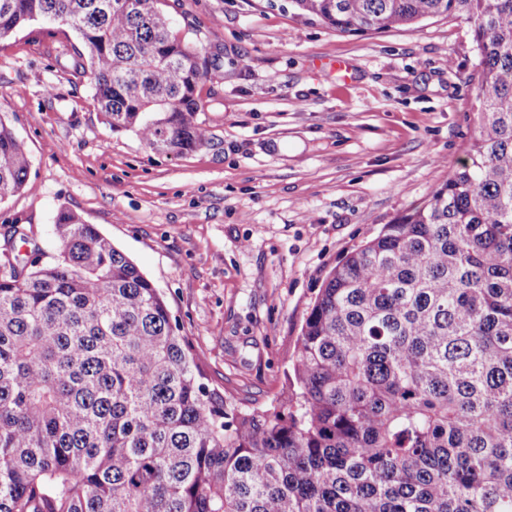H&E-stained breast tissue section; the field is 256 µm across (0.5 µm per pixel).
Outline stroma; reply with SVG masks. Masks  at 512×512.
<instances>
[{
    "instance_id": "stroma-1",
    "label": "stroma",
    "mask_w": 512,
    "mask_h": 512,
    "mask_svg": "<svg viewBox=\"0 0 512 512\" xmlns=\"http://www.w3.org/2000/svg\"><path fill=\"white\" fill-rule=\"evenodd\" d=\"M176 30L218 55L200 86L208 145L156 154L112 130L48 37L0 42V120L30 157L0 204L58 248L60 208L112 240L159 288L211 385L277 402L301 324L351 251L428 199L474 135L467 23L342 34L288 0H167ZM349 62V73L333 69Z\"/></svg>"
}]
</instances>
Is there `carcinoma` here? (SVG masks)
<instances>
[{
	"mask_svg": "<svg viewBox=\"0 0 512 512\" xmlns=\"http://www.w3.org/2000/svg\"><path fill=\"white\" fill-rule=\"evenodd\" d=\"M289 7L345 34L469 23L465 157L335 267L266 409L209 386L164 295L76 212L52 260L1 252L0 512H512V0ZM32 22L75 35L59 53L112 129L158 154L209 144L198 89L219 59L165 0H0V41ZM28 172L0 121V203Z\"/></svg>",
	"mask_w": 512,
	"mask_h": 512,
	"instance_id": "cac0c4a2",
	"label": "carcinoma"
}]
</instances>
